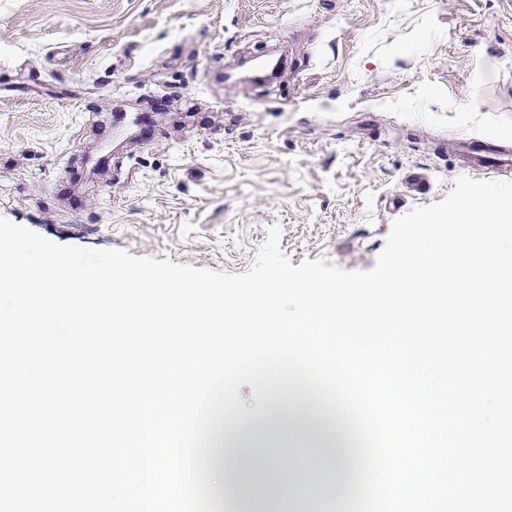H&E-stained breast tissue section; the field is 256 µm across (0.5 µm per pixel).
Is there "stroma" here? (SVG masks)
<instances>
[{"instance_id": "stroma-1", "label": "stroma", "mask_w": 512, "mask_h": 512, "mask_svg": "<svg viewBox=\"0 0 512 512\" xmlns=\"http://www.w3.org/2000/svg\"><path fill=\"white\" fill-rule=\"evenodd\" d=\"M462 138L512 146V0H0V216L59 245L243 273L276 224L369 270L459 177L512 181Z\"/></svg>"}]
</instances>
